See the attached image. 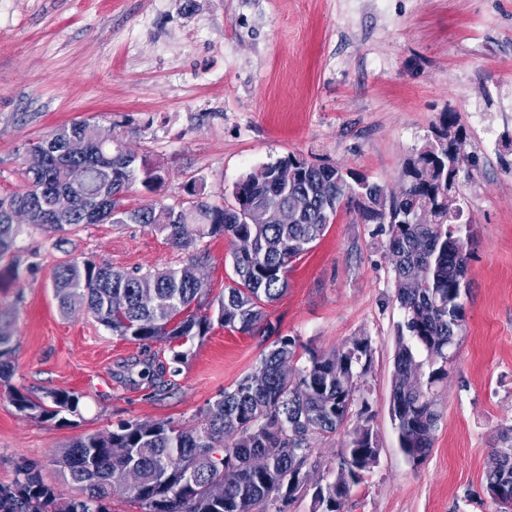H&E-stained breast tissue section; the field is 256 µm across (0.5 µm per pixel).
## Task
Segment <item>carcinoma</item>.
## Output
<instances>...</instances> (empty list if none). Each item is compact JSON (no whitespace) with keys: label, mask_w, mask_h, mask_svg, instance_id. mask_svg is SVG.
Returning <instances> with one entry per match:
<instances>
[{"label":"carcinoma","mask_w":512,"mask_h":512,"mask_svg":"<svg viewBox=\"0 0 512 512\" xmlns=\"http://www.w3.org/2000/svg\"><path fill=\"white\" fill-rule=\"evenodd\" d=\"M87 122L54 128L30 143L47 153L40 169H24L21 192L0 195V260L9 259L20 274L18 237L23 225L13 214L33 198L53 191L73 197L71 213L55 224L72 230L84 224H143L188 248L206 238H245L250 251L231 253L233 277L224 294L209 299L198 273L203 256L180 268L114 270L93 259L60 264L52 288L61 313L87 314L118 336L145 346L156 341L183 343L206 336L213 323L226 329L261 334L258 381L247 374L231 390L207 404L197 426L169 421L128 420L106 433L73 439L55 459L64 476L80 491L64 499L45 483L37 467L22 464L21 478L0 486V512H109L113 488L123 471L135 466L141 484L130 495L141 512H288L300 497L309 512H343L354 488L377 466L381 448L370 425L371 406L361 397L371 371L373 348L367 336L331 350L301 345L282 336L269 320L267 305L288 290L290 264L313 247L343 207L354 206L362 219L380 225L388 236L396 301L404 311L391 378L390 412L399 447L408 459L425 460L433 449L441 414L436 388L448 379V364L464 326L459 278L468 267L464 243L453 239L456 220L448 219V162L466 169L468 156L448 159V137L464 139L467 129L458 112L442 113L435 137L407 156L401 165L404 194L397 198L363 177L358 189L343 179L342 167L316 164L294 154L267 163L236 184L235 198L250 204L242 221L229 203H216L195 184L177 206L156 202L130 207L126 193L140 184L153 193L163 183L160 166L144 156L113 147L88 146L84 155L65 152L67 141ZM310 199L303 214L288 212V197ZM435 210L432 224H410L406 210L415 203ZM267 205L281 208L272 223ZM422 265L426 286L408 288L407 270ZM216 308V316L209 311ZM13 317L0 311V384L14 375ZM9 397L18 411L52 419L75 413L80 396L52 391L49 402L33 401L15 389ZM344 433L338 464L314 456L312 440ZM494 454L501 466L485 473L484 489L501 512L512 498V425L499 428Z\"/></svg>","instance_id":"carcinoma-1"}]
</instances>
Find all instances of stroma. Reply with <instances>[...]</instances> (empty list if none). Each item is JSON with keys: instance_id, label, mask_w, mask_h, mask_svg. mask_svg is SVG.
<instances>
[{"instance_id": "35a3bbf8", "label": "stroma", "mask_w": 512, "mask_h": 512, "mask_svg": "<svg viewBox=\"0 0 512 512\" xmlns=\"http://www.w3.org/2000/svg\"><path fill=\"white\" fill-rule=\"evenodd\" d=\"M451 109L475 161L458 184L465 322L426 460L408 462L389 412L403 312L378 225L341 209L267 307L282 335L324 350L372 341L367 398L381 455L345 512H498L483 479L499 428L512 424V152L501 147L512 135V0H0V194L23 190L28 143L81 119L162 166L157 193L129 191L134 206L178 205L192 180L222 200L243 175L290 153L395 191L404 158ZM476 109L490 133L471 125ZM19 244L39 265L0 288L15 364L0 385V485L28 463L73 496L55 465L71 439L133 419L191 427L257 367L260 338L216 325L183 344L180 374L154 373L172 344L145 349L90 316H63L53 295L66 260L166 269L197 251L216 298L232 275L230 239L191 251L141 224H91L28 229ZM12 388L34 401L75 391L79 411L28 417L9 401Z\"/></svg>"}]
</instances>
